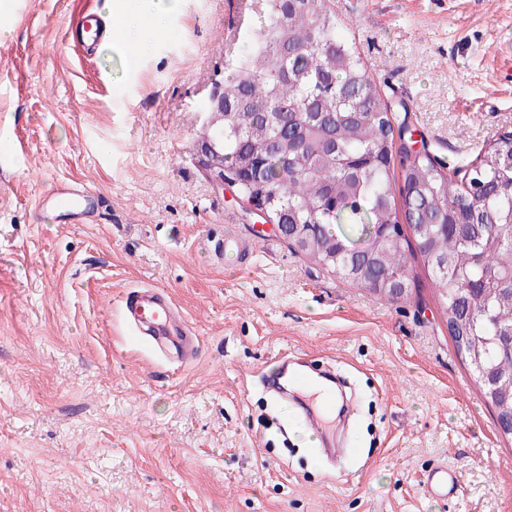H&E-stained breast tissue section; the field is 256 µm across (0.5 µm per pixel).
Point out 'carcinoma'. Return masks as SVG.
Listing matches in <instances>:
<instances>
[{"instance_id": "obj_1", "label": "carcinoma", "mask_w": 512, "mask_h": 512, "mask_svg": "<svg viewBox=\"0 0 512 512\" xmlns=\"http://www.w3.org/2000/svg\"><path fill=\"white\" fill-rule=\"evenodd\" d=\"M396 106L340 30L326 0H263L228 62L224 130L209 136L240 197L265 205L297 252L376 295L411 284L419 253L442 319L484 399L512 415V138L463 167L401 147ZM413 236L396 231L400 220Z\"/></svg>"}]
</instances>
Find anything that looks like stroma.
<instances>
[{"label": "stroma", "mask_w": 512, "mask_h": 512, "mask_svg": "<svg viewBox=\"0 0 512 512\" xmlns=\"http://www.w3.org/2000/svg\"><path fill=\"white\" fill-rule=\"evenodd\" d=\"M0 11V512H512V441L457 354L422 259L407 300L350 285L250 223L201 172L205 110L258 0H130L132 36L87 53L76 14ZM398 120L462 167L512 131V0H330ZM67 180L88 224L37 218ZM240 253L222 256L225 240ZM168 293L199 341L181 364L123 314ZM331 369L352 412L309 446L281 360ZM459 483L429 495L427 471Z\"/></svg>", "instance_id": "35a3bbf8"}]
</instances>
